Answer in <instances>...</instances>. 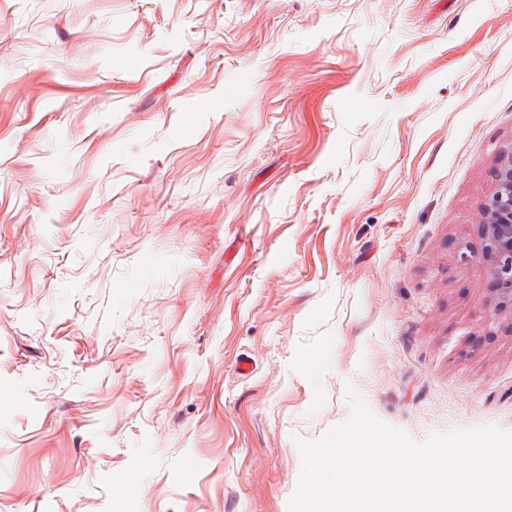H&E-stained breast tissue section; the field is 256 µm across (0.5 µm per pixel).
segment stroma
Instances as JSON below:
<instances>
[{"label": "stroma", "instance_id": "stroma-1", "mask_svg": "<svg viewBox=\"0 0 512 512\" xmlns=\"http://www.w3.org/2000/svg\"><path fill=\"white\" fill-rule=\"evenodd\" d=\"M511 151L512 0H0V512H288L351 387L512 431ZM483 227L486 264L500 306H512V152L495 174V188L478 217Z\"/></svg>", "mask_w": 512, "mask_h": 512}]
</instances>
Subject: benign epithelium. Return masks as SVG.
Returning <instances> with one entry per match:
<instances>
[{"label": "benign epithelium", "mask_w": 512, "mask_h": 512, "mask_svg": "<svg viewBox=\"0 0 512 512\" xmlns=\"http://www.w3.org/2000/svg\"><path fill=\"white\" fill-rule=\"evenodd\" d=\"M483 227L481 256L500 304L512 305V153L495 174V188L478 217Z\"/></svg>", "instance_id": "obj_1"}]
</instances>
